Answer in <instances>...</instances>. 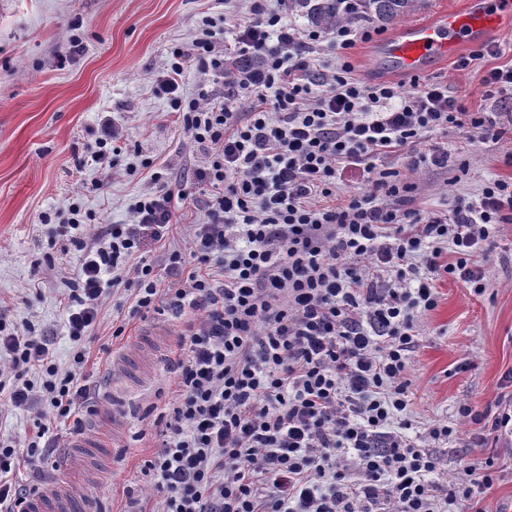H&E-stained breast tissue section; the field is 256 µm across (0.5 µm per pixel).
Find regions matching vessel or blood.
<instances>
[{"label":"vessel or blood","mask_w":512,"mask_h":512,"mask_svg":"<svg viewBox=\"0 0 512 512\" xmlns=\"http://www.w3.org/2000/svg\"><path fill=\"white\" fill-rule=\"evenodd\" d=\"M512 37V0H470L463 9L443 10L410 24L379 45L396 72L422 74L459 54L463 46L490 35ZM27 512H75L76 499L65 469L29 498Z\"/></svg>","instance_id":"vessel-or-blood-1"}]
</instances>
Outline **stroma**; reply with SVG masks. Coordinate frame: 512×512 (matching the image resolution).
<instances>
[{"mask_svg":"<svg viewBox=\"0 0 512 512\" xmlns=\"http://www.w3.org/2000/svg\"><path fill=\"white\" fill-rule=\"evenodd\" d=\"M245 0H0V319L10 325L30 321L53 341L57 364L69 366L74 344L65 334V281L78 268L77 256L61 227L67 222L69 197L83 191L87 209L104 223L128 220V206L160 172L175 186L193 185L199 155L177 114L156 91L178 43L190 41L204 18L244 13ZM500 59L476 61L467 71L455 63L435 69L449 91L469 111L500 113L512 119V102L486 97L480 82L497 61L512 60V39L500 38ZM70 52L66 67L56 56ZM357 77L366 83L410 79L390 73L388 62L372 55L366 42L349 52ZM111 116L127 144L118 166L102 176L91 162L96 149L93 131L102 116ZM447 146L452 160L466 161V176L455 167L442 171H403L415 183L414 205L432 211L452 209L460 198L476 199L493 179H512V139L468 143L464 134H433ZM103 180L100 191L89 183ZM55 247H48V239ZM487 265L486 290L474 295L453 278L438 282L439 302L420 319L422 336L410 354L411 417L421 423H458V408L473 411L512 394L504 374L512 369V224L505 225ZM130 300L108 298L105 320L128 316ZM123 346L141 363V378L132 386L113 384L104 367L87 366L99 386V412L85 429L111 426L112 407L122 408V429L106 447L69 454L74 488L89 499L111 504L132 481L137 462L149 453L152 437L134 440L143 408L170 379L166 357L175 348L176 326L164 320L157 346L138 337L153 332L152 321L129 318ZM475 425L463 426L452 441L435 451L445 477L460 459L493 452L503 471L487 496L491 512L512 499V437L489 435L485 449H473L468 437ZM99 483H91V475Z\"/></svg>","mask_w":512,"mask_h":512,"instance_id":"stroma-1","label":"stroma"}]
</instances>
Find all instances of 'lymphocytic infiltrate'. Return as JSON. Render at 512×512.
<instances>
[{
  "label": "lymphocytic infiltrate",
  "mask_w": 512,
  "mask_h": 512,
  "mask_svg": "<svg viewBox=\"0 0 512 512\" xmlns=\"http://www.w3.org/2000/svg\"><path fill=\"white\" fill-rule=\"evenodd\" d=\"M248 3L224 16L225 38L207 26L171 47L157 84L199 151V219L177 224L191 192L157 173L125 224L94 231L95 214L72 199L70 366L33 325L0 320V402L33 413L35 427L24 448L0 439V512H21L66 437L97 413L84 342L118 292L133 301L130 317L179 322L171 388L144 410L156 444L139 472L157 498L127 488L124 512H487L494 457L435 481L434 446L457 430L412 433L408 370L437 281L484 292L495 238L512 222V181L425 213L395 160L444 169L448 150L424 145L427 133L497 142L506 129L444 81L414 77L405 91L357 79L346 55L373 30L359 25L356 0H340L344 19L329 30L289 24L288 0ZM326 49L342 55L337 69L319 63ZM191 66L223 78L220 96L181 94ZM349 175L363 189L337 200ZM151 243L162 264L143 258ZM22 464L34 483L12 480Z\"/></svg>",
  "instance_id": "f902f5d3"
}]
</instances>
